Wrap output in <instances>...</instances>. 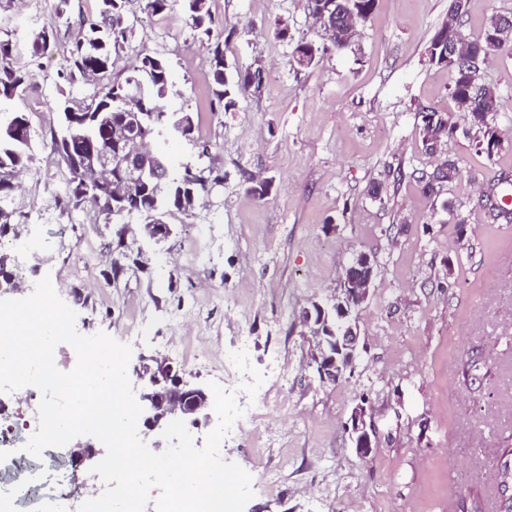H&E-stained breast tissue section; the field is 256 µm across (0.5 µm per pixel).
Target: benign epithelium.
Segmentation results:
<instances>
[{
	"label": "benign epithelium",
	"mask_w": 512,
	"mask_h": 512,
	"mask_svg": "<svg viewBox=\"0 0 512 512\" xmlns=\"http://www.w3.org/2000/svg\"><path fill=\"white\" fill-rule=\"evenodd\" d=\"M322 28L320 35L328 40L333 37L335 13L331 5L323 7L319 13ZM488 35L493 41H506L512 38V22L494 20ZM448 60L466 64L469 87L489 96L496 89L479 81L481 56L463 49L448 55ZM110 140L117 144L118 151L107 148L91 157L77 162V169L85 182H90L87 174L94 171L101 178L93 185L98 190L113 193L121 200L133 199L146 183L166 168L162 161L163 152L158 148L145 150L147 138L138 124L122 123L109 126ZM140 234L157 244L166 241L173 233L170 224L158 221L154 224L138 225ZM374 277V263L365 252L354 255L352 263L341 277L340 287L331 298L321 304L313 303L298 315L301 324L309 330L310 362L322 382H330L344 375L355 366L359 356L358 325L354 313L366 301ZM141 382L139 402L142 407V433L149 435L162 430L175 419L185 425L198 428L210 420L212 408L209 393L205 388L186 381L180 370L165 359L143 360L134 369ZM356 453L366 458L370 456L376 431L368 420L366 406L357 405L346 425Z\"/></svg>",
	"instance_id": "benign-epithelium-1"
}]
</instances>
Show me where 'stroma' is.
I'll return each instance as SVG.
<instances>
[{"mask_svg": "<svg viewBox=\"0 0 512 512\" xmlns=\"http://www.w3.org/2000/svg\"><path fill=\"white\" fill-rule=\"evenodd\" d=\"M449 4L378 0L357 46L320 53L306 69L289 59L297 41L320 40L307 0H209L231 67L266 68L260 91L240 96L233 112L212 107L210 55L180 0L158 16L139 13L113 77L136 50L165 58L178 93L162 106L192 112L209 153L179 137L166 150L224 179L209 209L171 212L174 233L158 249L147 240L120 247V225L63 203L65 170L44 156L58 131L56 74L77 31L59 27L31 56V34L55 22L56 0H0V35L16 66L37 74L22 103L37 147L9 199L25 229L0 239V255L22 262L19 241L67 225L69 264L43 253L23 273L61 289L82 334L130 344L131 364L165 358L204 386L223 382L225 356L247 344L266 398L224 440L225 461L251 476L244 512L498 510L494 473L512 448V222L493 219L481 197L512 175V57H492L479 72L503 99L495 124L504 145L489 157L464 133L469 116L454 109L448 68L425 55ZM279 19L287 38L272 33ZM424 109L453 112L459 127L445 149L460 177L433 196L412 177L435 165L418 134ZM245 171L273 180L269 198L245 190ZM359 251L375 262L358 312L364 351L353 374L322 383L307 367L297 315L338 287ZM141 317L148 333L130 341L127 325ZM363 398L376 429L365 459L344 429Z\"/></svg>", "mask_w": 512, "mask_h": 512, "instance_id": "1", "label": "stroma"}]
</instances>
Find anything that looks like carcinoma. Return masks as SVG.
<instances>
[{"label": "carcinoma", "instance_id": "1", "mask_svg": "<svg viewBox=\"0 0 512 512\" xmlns=\"http://www.w3.org/2000/svg\"><path fill=\"white\" fill-rule=\"evenodd\" d=\"M182 6L188 19L189 27L201 43L207 45L211 54L212 92L224 111L235 108L240 95L249 90H260L263 78L253 69L247 67L236 71V75L225 73L224 42L221 35L213 34L214 18L208 0H182ZM68 0H59L56 5V17L65 21L69 27L77 29V37L66 57V64L60 72V78L73 84L84 80L88 70L101 71V82L87 89L82 98L62 96L56 101L59 112H102L118 124L125 115L121 99L123 88L130 85L138 94L140 111L145 113L149 127V141L164 142L172 136L185 137L180 121L191 116L187 111L166 112L158 106V100L177 94L171 81L170 68L167 61L146 49L137 51L125 68L122 80L110 79L115 56L129 44L134 36V29L120 27V20L135 15L132 0H100L97 16L83 13L72 18L67 13ZM56 27L48 26L40 29V35L30 41L32 55H38L55 37ZM465 37L462 26L448 29L445 24L439 25L432 39L452 43ZM473 43L479 45L484 56H495L509 50L512 45H501L487 40L482 34ZM8 58V63H0V102L6 104L15 100H24L25 93L36 80V75L24 71L13 63V47L10 41L0 39V59ZM461 75H452L449 88L450 96L457 106L464 107L470 115L469 131L478 143V149L487 157L493 152L486 139L487 126L484 118H494L501 105V97L486 99L481 95H472L463 100L458 96V83ZM8 114L5 122H0V202L10 195L13 185L8 177L27 168L31 161V123L29 116L14 106L5 109ZM107 131L104 125L90 123L78 129L66 125L60 126V132L54 136L50 145V155L64 166L67 171L65 187V204L74 209H90L100 212L94 199L79 198L78 187L72 180L74 159L88 156L92 152L108 147ZM211 190L209 176L204 170L184 163L177 168H170L168 173L159 178H150L146 182L141 207L127 208L116 211L112 218H104L105 223L123 224L129 219H137L142 224H150L177 209L176 200L181 193H195L199 201L208 199Z\"/></svg>", "mask_w": 512, "mask_h": 512}]
</instances>
